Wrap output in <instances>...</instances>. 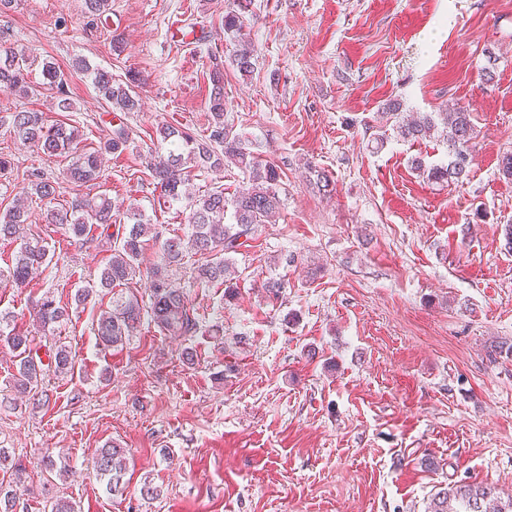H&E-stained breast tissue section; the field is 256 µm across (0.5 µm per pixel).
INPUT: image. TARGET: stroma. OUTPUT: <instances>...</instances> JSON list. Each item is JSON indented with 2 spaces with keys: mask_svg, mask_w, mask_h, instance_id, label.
<instances>
[{
  "mask_svg": "<svg viewBox=\"0 0 512 512\" xmlns=\"http://www.w3.org/2000/svg\"><path fill=\"white\" fill-rule=\"evenodd\" d=\"M225 0H112L107 26L85 27L83 0H16L0 16L17 46L69 74L70 111L54 94L0 88V212L38 170L67 162L16 141L10 115L25 107L77 126L86 148L111 125L131 137L106 155L86 194L140 205L164 236L184 234L185 204L167 208L146 168L166 124L204 136L208 74L224 66V110L235 132L282 173L273 223L233 261V298L193 283L196 255L174 277L200 332L174 338L151 325L118 349L93 324V297L67 322L32 321L44 292L69 301L96 282L110 255L100 233L78 241L25 202L28 226L49 248L39 280L0 279V310L39 354L68 346L73 374L47 371L36 398L14 405L16 361L0 350V447L26 467L16 512L63 497L77 512H425L430 493L488 483L512 496V0H249L252 73L228 60ZM125 50L115 54L113 36ZM119 79L138 73V111L116 114L76 59ZM469 106L478 133L468 177L429 181L412 169L448 160L439 139L399 138L380 112ZM334 182L331 194L318 173ZM294 263H286V256ZM283 284L278 298L263 282ZM220 335H213V328ZM193 348L194 363L183 362ZM129 448L124 494L109 495L92 456ZM64 453L68 478L45 480V452ZM435 466L426 469L423 458ZM159 486L153 500L143 483Z\"/></svg>",
  "mask_w": 512,
  "mask_h": 512,
  "instance_id": "35a3bbf8",
  "label": "stroma"
}]
</instances>
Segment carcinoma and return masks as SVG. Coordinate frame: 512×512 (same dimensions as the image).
Returning <instances> with one entry per match:
<instances>
[{"label":"carcinoma","mask_w":512,"mask_h":512,"mask_svg":"<svg viewBox=\"0 0 512 512\" xmlns=\"http://www.w3.org/2000/svg\"><path fill=\"white\" fill-rule=\"evenodd\" d=\"M109 0H85L86 24L92 25L106 12ZM241 0H232L224 14V37L237 43L231 64L246 75L254 70L255 49L246 39ZM35 58L14 47L0 33V87H6L24 96L34 90L29 80ZM76 69L91 72L93 85L102 99L122 112H136L139 99L135 91L137 75L128 73L127 81L118 82L104 69H90L80 60ZM42 88L54 91L57 106L67 112L73 109L68 94V76L52 61L41 63ZM212 88L209 109L211 121L207 135L196 137L192 133L171 126L159 130L161 145L154 152L148 165L155 189L159 190L157 202L170 204L182 199V187L196 170H222L235 167L248 174L249 187L231 198L224 196V189L217 186L199 194L189 205L187 217L191 229L187 237L173 235L161 239L156 225L144 211L123 204L105 195H75L58 205L60 183L41 173L30 176L22 194L37 197L51 204L47 222L65 227L71 236L83 240L95 229L107 231L125 219L121 232L112 238L111 254L103 266L99 288L112 291V305L101 313L95 329L106 348L123 346L139 328L143 305L130 291L135 280L147 274L150 278L149 316L154 325L169 336L192 337L200 328L202 318L187 306L183 289L172 280L170 271L181 265L185 253L192 251L202 261L195 266L193 278L203 285L223 286L233 280L235 269L229 254L245 246L262 224H267L279 211V168L258 159L248 143L233 131L224 113V69L213 66L210 73ZM387 119L395 120L392 128L406 140H419L435 136L448 143V163L426 167L422 159H412L414 170L427 174V178L453 182L467 175L473 161L472 147L477 138L471 121V112L456 106L446 112H434L419 120L401 121V103L393 100L384 107ZM15 137L24 145L35 147L48 155L68 154L72 161L64 171V179L81 186L100 177L102 151L122 153L129 145L127 127L120 123L113 128L103 143V149L84 151L79 144L81 135L77 127L59 123L49 127L43 113L22 110L12 113ZM25 206L19 202L0 214V241L20 242L7 269L0 277L22 288L30 284L37 274L49 266V252L43 241L27 237ZM162 240L160 261L149 270L142 271L140 258L147 242ZM70 304L57 300L52 292H45L36 302L34 312L43 328L69 319ZM11 315L0 313V348L15 353L18 359L13 388L22 396L34 394L42 381L44 364L33 352L30 336L11 326ZM50 361L54 370L68 373L73 370L71 351L60 345L53 351ZM126 449L117 442L108 441L97 449L93 466L99 479L105 483L110 495L123 491V475L127 470ZM0 471L21 482L25 467L6 448H0ZM18 490L12 483L0 482V512H16ZM426 512H512V497L504 501L496 487L484 483H455L431 495Z\"/></svg>","instance_id":"1"}]
</instances>
